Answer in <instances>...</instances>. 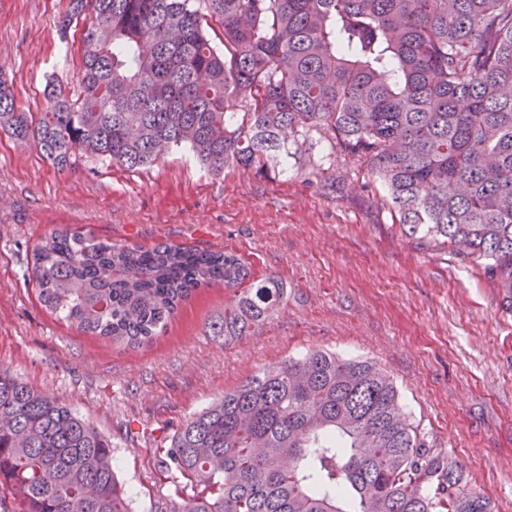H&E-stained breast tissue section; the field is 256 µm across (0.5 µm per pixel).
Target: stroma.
Instances as JSON below:
<instances>
[{
	"label": "stroma",
	"instance_id": "35a3bbf8",
	"mask_svg": "<svg viewBox=\"0 0 512 512\" xmlns=\"http://www.w3.org/2000/svg\"><path fill=\"white\" fill-rule=\"evenodd\" d=\"M67 0H0V74L16 106L47 107L48 78L75 88L83 17L67 39ZM384 191L354 161L307 157L263 176L213 177L185 152L129 171L76 158L58 169L0 137V366L55 396L112 442L130 512H172L191 487L162 464L168 438L225 389L310 351L376 362L405 413L468 487L512 512V312L482 265L426 247L395 223ZM115 244L232 251L251 278L279 277L288 298L259 331L226 343L209 324L231 293L183 301L152 342L87 336L37 300L33 251L61 227Z\"/></svg>",
	"mask_w": 512,
	"mask_h": 512
}]
</instances>
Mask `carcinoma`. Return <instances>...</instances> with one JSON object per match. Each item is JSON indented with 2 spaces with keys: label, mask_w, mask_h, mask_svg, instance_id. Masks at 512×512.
<instances>
[{
  "label": "carcinoma",
  "mask_w": 512,
  "mask_h": 512,
  "mask_svg": "<svg viewBox=\"0 0 512 512\" xmlns=\"http://www.w3.org/2000/svg\"><path fill=\"white\" fill-rule=\"evenodd\" d=\"M88 12L76 93L48 83L35 119L0 77V134L60 169L81 154L139 170L186 149L213 176L323 144L375 175L409 235L484 265L512 311V0H67L61 35ZM246 278L233 253L68 228L32 271L58 319L128 346L209 285L239 290L209 335L250 334L287 285ZM164 465L197 488L173 512H494L380 367L323 351L224 391L175 430ZM0 512H129L111 440L6 368Z\"/></svg>",
  "instance_id": "carcinoma-1"
}]
</instances>
